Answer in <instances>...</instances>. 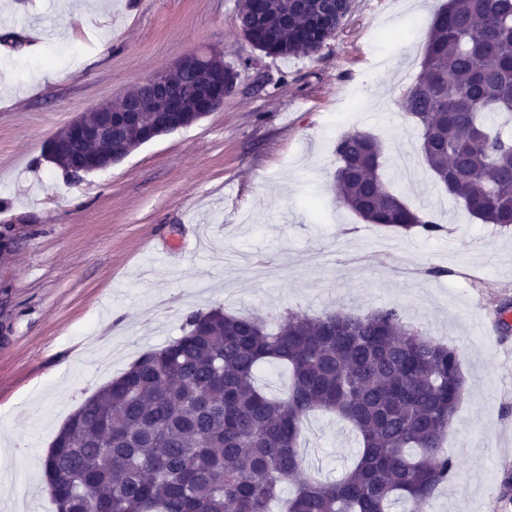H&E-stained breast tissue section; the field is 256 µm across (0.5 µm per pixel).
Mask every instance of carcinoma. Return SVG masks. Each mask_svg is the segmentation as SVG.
Here are the masks:
<instances>
[{
  "mask_svg": "<svg viewBox=\"0 0 512 512\" xmlns=\"http://www.w3.org/2000/svg\"><path fill=\"white\" fill-rule=\"evenodd\" d=\"M238 0L241 35L267 56L316 54L344 23L316 16L332 0ZM200 79L171 93L191 109ZM421 129L434 180L485 224L512 226V0H448L432 16L422 70L400 99ZM144 144L126 126L74 144L65 174L88 152L124 156ZM341 202L364 221L432 237L444 227L385 182L383 147L353 131L336 142ZM288 368L283 397L256 380ZM465 380L457 351L415 329L396 307L366 315L285 311L275 324L224 308L189 312L182 335L150 349L82 404L46 456L56 512H425L455 474L442 453ZM333 411L361 450L336 481L308 473L307 417ZM294 491L280 499L282 485Z\"/></svg>",
  "mask_w": 512,
  "mask_h": 512,
  "instance_id": "obj_1",
  "label": "carcinoma"
}]
</instances>
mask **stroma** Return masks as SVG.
I'll use <instances>...</instances> for the list:
<instances>
[{"label": "stroma", "instance_id": "obj_1", "mask_svg": "<svg viewBox=\"0 0 512 512\" xmlns=\"http://www.w3.org/2000/svg\"><path fill=\"white\" fill-rule=\"evenodd\" d=\"M443 2L352 0L317 54L273 57L241 35L237 0H0V225L17 233L0 258V512H55L43 462L68 417L215 305L402 309L456 349L466 379L446 441L457 471L427 512H498L512 496V358L473 333L512 303V229L441 190L398 108ZM196 50L238 73L215 112L78 179L46 161L78 113ZM351 131L382 141L385 181L441 237L341 203L335 146ZM302 451L309 472L337 480L357 444L318 412Z\"/></svg>", "mask_w": 512, "mask_h": 512}]
</instances>
